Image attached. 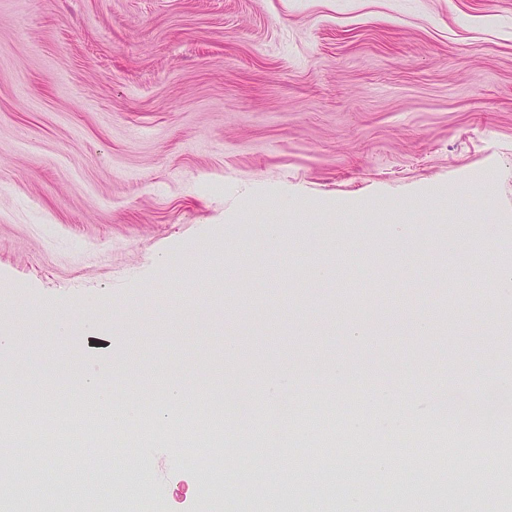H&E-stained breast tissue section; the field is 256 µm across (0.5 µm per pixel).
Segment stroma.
I'll use <instances>...</instances> for the list:
<instances>
[{
  "label": "stroma",
  "instance_id": "obj_1",
  "mask_svg": "<svg viewBox=\"0 0 512 512\" xmlns=\"http://www.w3.org/2000/svg\"><path fill=\"white\" fill-rule=\"evenodd\" d=\"M510 267L512 0H0V334L29 344L0 403L13 427L44 403L40 437L76 448L68 478L45 465L47 494L105 490L145 457L165 512H202L179 450L213 443L184 421L228 391L320 407L329 429L273 459L223 415V512L253 484L296 498L281 460L325 448L319 512H340L363 493L356 446L369 470L390 455L407 512H512L482 492L512 433L437 421L430 390L463 418L512 378ZM44 309L81 320L49 335ZM104 361L149 442L59 431V376ZM378 387L393 399L357 408ZM419 432L432 456L401 454Z\"/></svg>",
  "mask_w": 512,
  "mask_h": 512
}]
</instances>
